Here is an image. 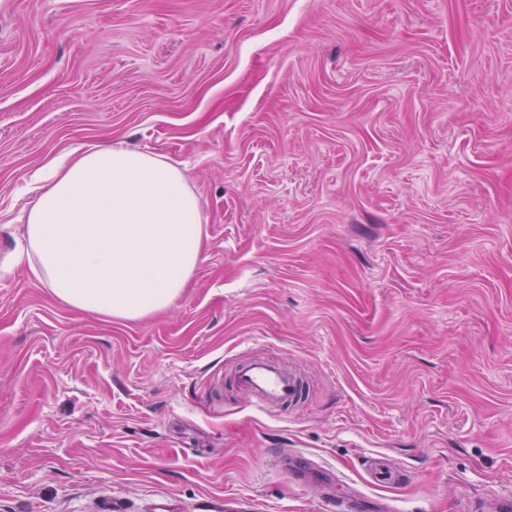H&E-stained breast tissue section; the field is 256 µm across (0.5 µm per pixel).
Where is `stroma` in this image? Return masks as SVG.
Instances as JSON below:
<instances>
[{"mask_svg": "<svg viewBox=\"0 0 512 512\" xmlns=\"http://www.w3.org/2000/svg\"><path fill=\"white\" fill-rule=\"evenodd\" d=\"M95 146L183 162L202 200L205 259L142 320L26 260L34 175ZM254 355L302 402L253 408ZM508 490L512 0H0V512Z\"/></svg>", "mask_w": 512, "mask_h": 512, "instance_id": "obj_1", "label": "stroma"}]
</instances>
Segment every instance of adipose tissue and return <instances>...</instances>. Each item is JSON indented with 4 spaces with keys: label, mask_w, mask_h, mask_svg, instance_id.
Returning a JSON list of instances; mask_svg holds the SVG:
<instances>
[{
    "label": "adipose tissue",
    "mask_w": 512,
    "mask_h": 512,
    "mask_svg": "<svg viewBox=\"0 0 512 512\" xmlns=\"http://www.w3.org/2000/svg\"><path fill=\"white\" fill-rule=\"evenodd\" d=\"M204 222L177 163L119 146L75 151L45 167L25 214L30 269L69 307L143 319L194 279Z\"/></svg>",
    "instance_id": "1"
}]
</instances>
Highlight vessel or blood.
I'll use <instances>...</instances> for the list:
<instances>
[{"label": "vessel or blood", "mask_w": 512, "mask_h": 512, "mask_svg": "<svg viewBox=\"0 0 512 512\" xmlns=\"http://www.w3.org/2000/svg\"><path fill=\"white\" fill-rule=\"evenodd\" d=\"M234 382L251 405L259 410L293 404L302 397V384L298 377L283 371L267 358H250L238 364Z\"/></svg>", "instance_id": "b4317fda"}]
</instances>
